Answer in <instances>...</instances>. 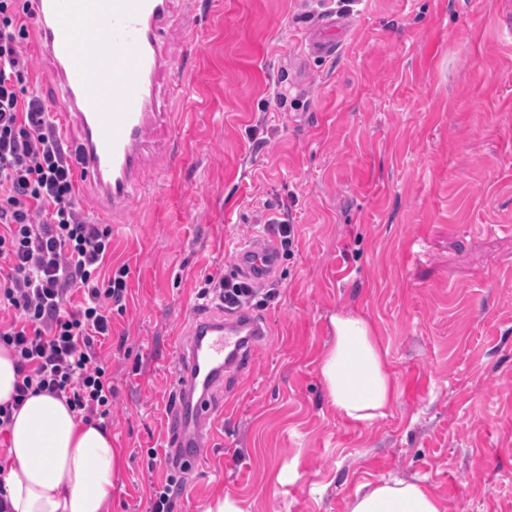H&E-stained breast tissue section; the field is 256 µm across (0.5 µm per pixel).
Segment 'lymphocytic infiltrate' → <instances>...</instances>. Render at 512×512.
<instances>
[{
  "label": "lymphocytic infiltrate",
  "instance_id": "obj_1",
  "mask_svg": "<svg viewBox=\"0 0 512 512\" xmlns=\"http://www.w3.org/2000/svg\"><path fill=\"white\" fill-rule=\"evenodd\" d=\"M32 16L29 0H0V308L15 312L0 323V346L18 375L12 404L0 405V430L41 393L105 428L115 387L96 347L126 309L129 269H106L110 228L84 218L53 106L30 87L23 42ZM75 290L82 299L66 309ZM278 296L277 287L261 293L227 277H207L199 291L228 310L263 309Z\"/></svg>",
  "mask_w": 512,
  "mask_h": 512
}]
</instances>
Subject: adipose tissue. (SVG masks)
<instances>
[{"instance_id":"obj_1","label":"adipose tissue","mask_w":512,"mask_h":512,"mask_svg":"<svg viewBox=\"0 0 512 512\" xmlns=\"http://www.w3.org/2000/svg\"><path fill=\"white\" fill-rule=\"evenodd\" d=\"M333 338L320 373L331 405L347 423L383 417L395 392L370 322L346 313L331 319ZM0 485L11 512H107L121 468L108 432L83 421L65 400L29 397L13 414ZM350 512H443L423 485L382 480L356 494Z\"/></svg>"}]
</instances>
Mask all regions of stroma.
Masks as SVG:
<instances>
[{
    "label": "stroma",
    "mask_w": 512,
    "mask_h": 512,
    "mask_svg": "<svg viewBox=\"0 0 512 512\" xmlns=\"http://www.w3.org/2000/svg\"><path fill=\"white\" fill-rule=\"evenodd\" d=\"M335 56L308 46L329 11ZM161 41L184 88L144 150L150 177L113 214L127 308L102 345L122 452L108 512H147L165 455L180 333L222 317L258 226L289 215L268 334L211 397L201 467L176 512H349L382 479L446 512H512V0H175ZM267 134L256 146L255 132ZM179 155L168 170L170 155ZM373 325L396 398L341 420L320 375L332 315Z\"/></svg>",
    "instance_id": "1"
}]
</instances>
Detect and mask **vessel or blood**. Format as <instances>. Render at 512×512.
Masks as SVG:
<instances>
[{
    "label": "vessel or blood",
    "mask_w": 512,
    "mask_h": 512,
    "mask_svg": "<svg viewBox=\"0 0 512 512\" xmlns=\"http://www.w3.org/2000/svg\"><path fill=\"white\" fill-rule=\"evenodd\" d=\"M173 0H33L35 27L55 74L56 106L76 122L83 180L101 198L131 204L143 181L142 154L160 105L159 82L172 68L160 35ZM311 50H335L337 20L328 16ZM235 269L261 280L275 269V248L258 239L233 256ZM267 329L237 311L192 325L179 349L187 363L178 387L170 445L196 463L208 435L209 395L224 374L240 370Z\"/></svg>",
    "instance_id": "1"
}]
</instances>
